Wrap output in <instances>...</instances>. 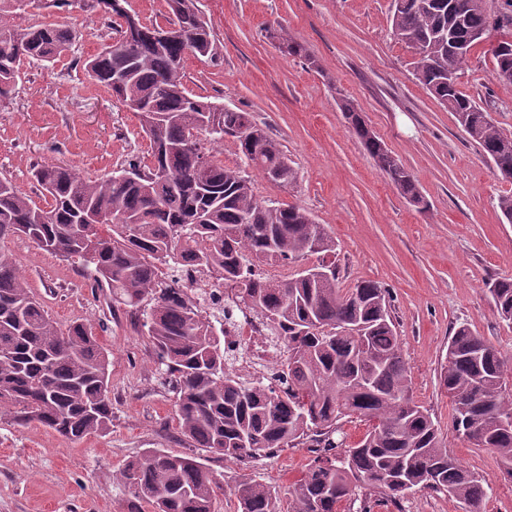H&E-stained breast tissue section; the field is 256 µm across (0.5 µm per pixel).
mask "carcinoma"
Masks as SVG:
<instances>
[{"mask_svg":"<svg viewBox=\"0 0 512 512\" xmlns=\"http://www.w3.org/2000/svg\"><path fill=\"white\" fill-rule=\"evenodd\" d=\"M105 20L108 43L84 62L89 76L136 110L150 139L151 162L129 159L117 171L89 180L73 170L42 165L33 177L50 198L37 205L7 178L0 179V239L24 236L37 248L78 258L112 306H124L153 344L175 394L183 437L195 448L237 461L268 458L305 445L316 457L289 491L288 512H337L358 489L399 506L407 495L429 490L459 500L464 512H486L483 480L443 443L429 411L410 396L408 368L390 312L387 291L364 281L337 287L332 262L314 277L287 280L261 275L274 264L329 256L336 243L322 224L296 205L268 202L254 193L249 171L282 187L297 173L281 145L251 113L226 108L189 92L188 55H213L211 23L200 0H169L168 24L179 34L153 39L159 26H126L127 0H82ZM394 0L393 37L423 53L413 78L438 99L499 173L512 171V135L458 88L477 41L448 61L440 32L512 31V0ZM74 39L52 24L26 27L0 18V100L8 98L26 61H50ZM495 70L512 68V38L491 50ZM454 78L448 79V68ZM357 139L403 197L426 208L413 174L386 148L348 98L338 103ZM232 138L240 161L213 159L210 146ZM217 274L232 295L214 314L201 306L183 273ZM489 292L501 319L512 321V280ZM248 310L269 326L273 348L288 359L261 380L234 369L229 335L232 311ZM112 361L92 327L75 322L61 330L35 298L24 274L0 252V419L37 423L81 440L112 427ZM512 366L463 324L448 338L440 374L453 407L452 424L465 438L496 451L504 480L512 482ZM367 426L347 446L343 424ZM343 453L336 454V449ZM125 512H221L224 486L195 456L158 449L127 462L116 476ZM232 494L237 512H282L266 485L244 479Z\"/></svg>","mask_w":512,"mask_h":512,"instance_id":"carcinoma-1","label":"carcinoma"}]
</instances>
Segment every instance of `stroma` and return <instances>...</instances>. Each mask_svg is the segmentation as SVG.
<instances>
[{
    "mask_svg": "<svg viewBox=\"0 0 512 512\" xmlns=\"http://www.w3.org/2000/svg\"><path fill=\"white\" fill-rule=\"evenodd\" d=\"M393 0H201L214 29L216 54L187 57L185 85L196 95L250 112L287 153L297 172L284 188L253 175L259 199L295 204L323 224L336 242L338 286L363 281L388 288L414 402L427 408L443 441L490 487L487 512H512V483L498 454L452 428V405L440 383L448 338L461 324L512 360V324L489 293L512 279V224L497 198L512 193L462 131L453 112L415 82L414 50L391 35ZM0 13L18 26L74 29L72 46L49 62L24 63L10 99L0 101V176L36 203L44 197L32 176L56 164L96 179L130 157L148 161L149 139L138 117L84 71L103 38L101 21L53 0ZM286 30L306 57L274 39ZM317 68H310L307 57ZM463 92L490 105L512 133V87L500 85L488 43L476 45L461 80ZM357 105L368 126L415 176L428 203L410 205L375 166L337 106ZM35 297L59 327L91 324L112 360V428L79 441L37 424L0 420V512H119L118 471L150 449L203 458L222 474V512H236L231 490L248 478L280 499L314 454L286 448L243 464L189 447L174 411L175 395L159 370L151 342L129 317L113 311L109 291L91 287L77 259L39 250L23 236L0 240Z\"/></svg>",
    "mask_w": 512,
    "mask_h": 512,
    "instance_id": "obj_1",
    "label": "stroma"
}]
</instances>
